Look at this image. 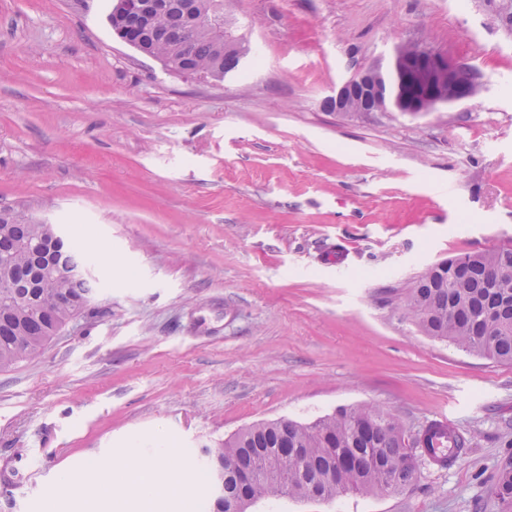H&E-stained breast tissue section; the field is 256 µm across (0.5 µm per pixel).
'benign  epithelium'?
Instances as JSON below:
<instances>
[{"mask_svg":"<svg viewBox=\"0 0 512 512\" xmlns=\"http://www.w3.org/2000/svg\"><path fill=\"white\" fill-rule=\"evenodd\" d=\"M122 12L137 11L147 15L154 0H118ZM196 30H219L225 33L224 54L238 62L250 49L227 32L224 2L215 0L209 11L193 14ZM479 89L475 75L448 54L421 41L400 45L386 68H374L345 81L328 106L337 113L402 112L419 115L434 111L438 106L459 103L473 98Z\"/></svg>","mask_w":512,"mask_h":512,"instance_id":"7a95c632","label":"benign epithelium"}]
</instances>
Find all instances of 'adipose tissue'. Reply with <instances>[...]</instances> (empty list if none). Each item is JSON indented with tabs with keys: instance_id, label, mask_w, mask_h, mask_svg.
<instances>
[{
	"instance_id": "ef3b65f1",
	"label": "adipose tissue",
	"mask_w": 512,
	"mask_h": 512,
	"mask_svg": "<svg viewBox=\"0 0 512 512\" xmlns=\"http://www.w3.org/2000/svg\"><path fill=\"white\" fill-rule=\"evenodd\" d=\"M120 454L134 474V481L123 482L121 476L103 466L91 468L82 481L63 470L56 483L57 499L71 504L78 512H112V492L122 484L132 503L147 505L151 512H163L165 493L174 481L175 461L169 450L158 449L148 459L130 448L121 449Z\"/></svg>"
}]
</instances>
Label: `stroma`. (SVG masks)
Listing matches in <instances>:
<instances>
[{
	"label": "stroma",
	"mask_w": 512,
	"mask_h": 512,
	"mask_svg": "<svg viewBox=\"0 0 512 512\" xmlns=\"http://www.w3.org/2000/svg\"><path fill=\"white\" fill-rule=\"evenodd\" d=\"M112 0H0V206L89 227L101 289L41 356L0 372V512H46L60 470L170 449L167 512L207 495L204 446L373 405L469 446L388 495L250 512H499L512 365L420 333L392 291L512 245V32L491 0H224L252 48L200 81L113 33ZM421 40L469 101L345 117L336 86Z\"/></svg>",
	"instance_id": "obj_1"
}]
</instances>
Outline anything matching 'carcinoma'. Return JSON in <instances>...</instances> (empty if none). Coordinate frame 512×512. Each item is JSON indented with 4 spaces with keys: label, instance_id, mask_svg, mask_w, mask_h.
<instances>
[{
    "label": "carcinoma",
    "instance_id": "cac0c4a2",
    "mask_svg": "<svg viewBox=\"0 0 512 512\" xmlns=\"http://www.w3.org/2000/svg\"><path fill=\"white\" fill-rule=\"evenodd\" d=\"M147 49L224 78L235 66L224 57L217 34L188 32L176 45L168 33L186 25L175 6L155 12ZM0 371L40 356L47 343L89 306L96 292L87 257L58 234L11 208H0ZM403 306L420 332L479 357L512 364V246L502 245L433 264L405 295ZM395 415L370 406L341 407L309 423L261 422L205 448L211 512H245L251 502L313 499L331 502L343 494H380L417 481L415 450L444 469L468 447L459 433L439 421L425 426L414 444ZM288 456V481L260 469L258 459ZM499 512H512V464L495 483Z\"/></svg>",
    "mask_w": 512,
    "mask_h": 512
}]
</instances>
